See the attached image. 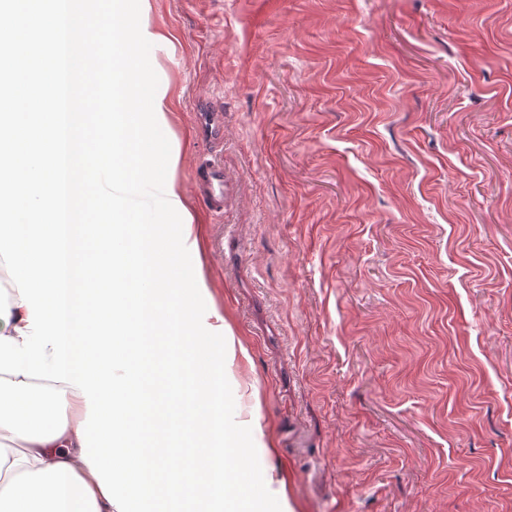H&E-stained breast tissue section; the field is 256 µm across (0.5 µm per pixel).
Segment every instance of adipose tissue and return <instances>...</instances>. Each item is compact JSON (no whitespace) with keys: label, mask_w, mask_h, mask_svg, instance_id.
I'll list each match as a JSON object with an SVG mask.
<instances>
[{"label":"adipose tissue","mask_w":512,"mask_h":512,"mask_svg":"<svg viewBox=\"0 0 512 512\" xmlns=\"http://www.w3.org/2000/svg\"><path fill=\"white\" fill-rule=\"evenodd\" d=\"M85 413L69 384L0 373V512H117L81 458Z\"/></svg>","instance_id":"1"}]
</instances>
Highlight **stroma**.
<instances>
[{
    "label": "stroma",
    "mask_w": 512,
    "mask_h": 512,
    "mask_svg": "<svg viewBox=\"0 0 512 512\" xmlns=\"http://www.w3.org/2000/svg\"><path fill=\"white\" fill-rule=\"evenodd\" d=\"M151 3L233 395L296 512H512V0ZM199 116L203 135L221 143L224 140V119L221 112H200ZM193 183L207 209L216 216H222L231 186L224 176V163L221 159L210 155L199 161L194 170Z\"/></svg>",
    "instance_id": "obj_1"
}]
</instances>
